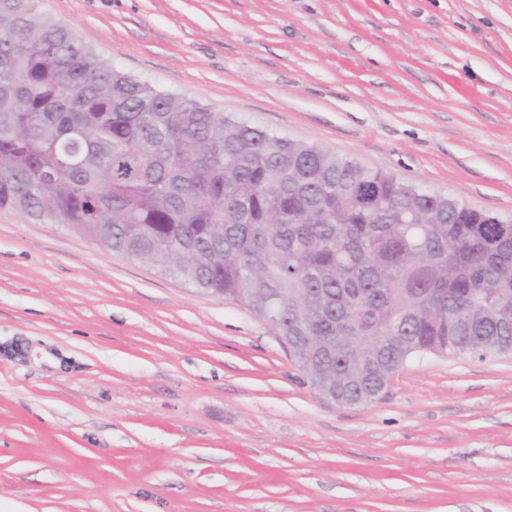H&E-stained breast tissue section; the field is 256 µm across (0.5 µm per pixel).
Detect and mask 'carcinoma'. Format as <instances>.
I'll use <instances>...</instances> for the list:
<instances>
[{"label":"carcinoma","instance_id":"1","mask_svg":"<svg viewBox=\"0 0 512 512\" xmlns=\"http://www.w3.org/2000/svg\"><path fill=\"white\" fill-rule=\"evenodd\" d=\"M242 305L313 389L512 349V219L132 78L0 0V210Z\"/></svg>","mask_w":512,"mask_h":512}]
</instances>
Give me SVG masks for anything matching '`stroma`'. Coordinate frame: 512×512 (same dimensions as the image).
Here are the masks:
<instances>
[{
    "mask_svg": "<svg viewBox=\"0 0 512 512\" xmlns=\"http://www.w3.org/2000/svg\"><path fill=\"white\" fill-rule=\"evenodd\" d=\"M124 73L512 217V0H42ZM0 512H512V354L319 398L242 306L0 210Z\"/></svg>",
    "mask_w": 512,
    "mask_h": 512,
    "instance_id": "35a3bbf8",
    "label": "stroma"
}]
</instances>
